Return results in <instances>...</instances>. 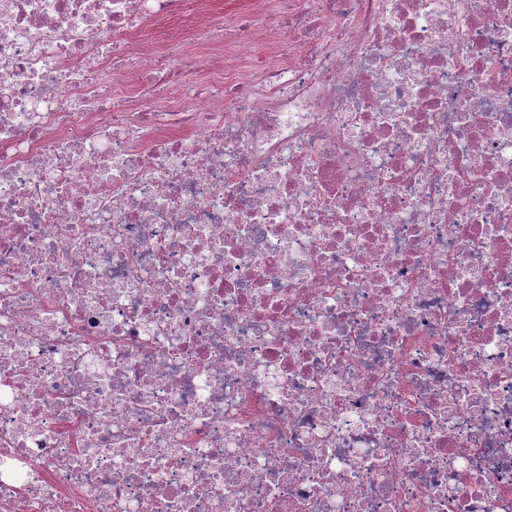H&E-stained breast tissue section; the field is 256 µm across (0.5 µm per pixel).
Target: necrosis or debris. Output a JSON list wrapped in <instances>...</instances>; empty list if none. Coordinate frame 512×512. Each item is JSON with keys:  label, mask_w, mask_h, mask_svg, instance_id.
Wrapping results in <instances>:
<instances>
[{"label": "necrosis or debris", "mask_w": 512, "mask_h": 512, "mask_svg": "<svg viewBox=\"0 0 512 512\" xmlns=\"http://www.w3.org/2000/svg\"><path fill=\"white\" fill-rule=\"evenodd\" d=\"M277 3L0 0V512H512V0ZM187 26L184 20L172 18L163 22L154 23L145 32L146 38L151 42L164 44L167 48L176 50L183 43L181 35Z\"/></svg>", "instance_id": "obj_1"}]
</instances>
